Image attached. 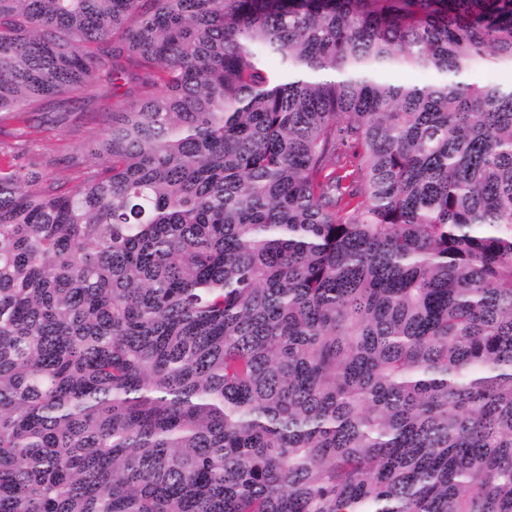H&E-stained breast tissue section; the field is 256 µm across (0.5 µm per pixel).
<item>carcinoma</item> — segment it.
I'll return each mask as SVG.
<instances>
[{"mask_svg": "<svg viewBox=\"0 0 512 512\" xmlns=\"http://www.w3.org/2000/svg\"><path fill=\"white\" fill-rule=\"evenodd\" d=\"M512 0H0V512H512ZM435 75L419 84L399 73ZM85 112H72L58 123L34 121L24 124H2L0 147L2 151L24 150L43 159H65L80 155L84 143L104 127L88 122L91 112H112L114 99L86 94ZM93 113V114H95Z\"/></svg>", "mask_w": 512, "mask_h": 512, "instance_id": "1", "label": "carcinoma"}]
</instances>
